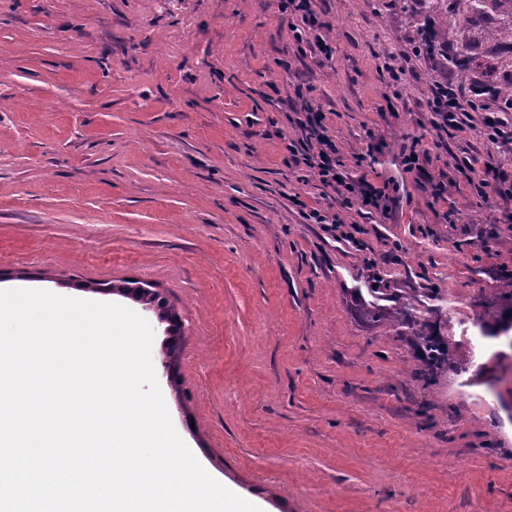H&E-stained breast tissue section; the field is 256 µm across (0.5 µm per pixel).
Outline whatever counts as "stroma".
<instances>
[{
	"instance_id": "35a3bbf8",
	"label": "stroma",
	"mask_w": 512,
	"mask_h": 512,
	"mask_svg": "<svg viewBox=\"0 0 512 512\" xmlns=\"http://www.w3.org/2000/svg\"><path fill=\"white\" fill-rule=\"evenodd\" d=\"M311 8L332 58L295 42L276 0H0V290L143 313L95 284L158 288L182 321L169 378L165 324L144 313L172 424L267 512H512V339L477 326L512 289V194L461 170L491 155L512 184V142L488 138L512 112L490 94L447 132L430 109L437 85L512 80V42L485 38L512 5L446 27L396 0ZM421 24L473 64L417 52ZM305 103L344 176L388 183V214L336 209L289 166ZM411 147L423 176L402 166ZM380 298L453 337L469 371L420 379L408 329L362 316Z\"/></svg>"
}]
</instances>
